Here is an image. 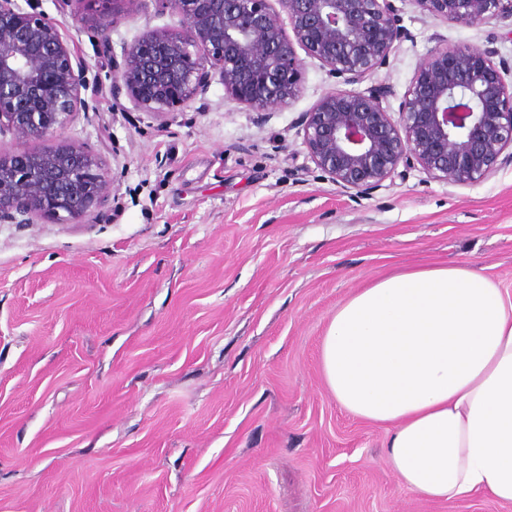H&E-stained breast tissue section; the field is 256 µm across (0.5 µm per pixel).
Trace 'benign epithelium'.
<instances>
[{"label":"benign epithelium","instance_id":"obj_1","mask_svg":"<svg viewBox=\"0 0 512 512\" xmlns=\"http://www.w3.org/2000/svg\"><path fill=\"white\" fill-rule=\"evenodd\" d=\"M78 32L109 42L129 0H83ZM177 14V30H152L124 49L116 89L140 112L162 116L203 96L224 95L267 115L299 96L304 61L296 47L346 85L302 113L303 144L314 169L345 193L364 196L418 167L452 185L485 180L512 163V65L494 48L438 46L416 69L399 105L386 110L356 85L384 67L406 37L393 0H154ZM460 24L512 21V0H416ZM286 12L292 33L282 25ZM64 24L17 0H0V134L47 140L78 112L85 68L62 35ZM101 159L74 143L0 154V223L76 222L109 201Z\"/></svg>","mask_w":512,"mask_h":512}]
</instances>
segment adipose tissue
<instances>
[{"label": "adipose tissue", "mask_w": 512, "mask_h": 512, "mask_svg": "<svg viewBox=\"0 0 512 512\" xmlns=\"http://www.w3.org/2000/svg\"><path fill=\"white\" fill-rule=\"evenodd\" d=\"M325 385L388 430L382 461L420 498L512 504V297L471 263L360 289L321 345Z\"/></svg>", "instance_id": "adipose-tissue-1"}]
</instances>
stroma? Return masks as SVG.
Listing matches in <instances>:
<instances>
[{"mask_svg":"<svg viewBox=\"0 0 512 512\" xmlns=\"http://www.w3.org/2000/svg\"><path fill=\"white\" fill-rule=\"evenodd\" d=\"M395 4L407 36L364 82L387 110L437 43L512 63L502 23ZM33 6L99 83L56 137L113 183L83 221L0 223V512H512L401 487L384 430L344 412L320 366L337 306L395 270L469 261L512 294V164L471 186L415 168L353 198L302 143V113L336 87L317 60L270 116L215 83L156 117L110 74L176 15L132 0L104 46L77 31L81 0Z\"/></svg>","mask_w":512,"mask_h":512,"instance_id":"obj_1","label":"stroma"}]
</instances>
